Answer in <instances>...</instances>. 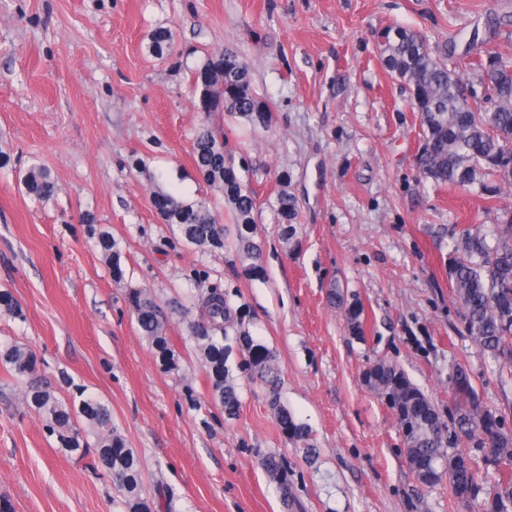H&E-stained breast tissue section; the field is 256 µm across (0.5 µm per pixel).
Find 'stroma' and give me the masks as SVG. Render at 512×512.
I'll list each match as a JSON object with an SVG mask.
<instances>
[{
    "instance_id": "obj_1",
    "label": "stroma",
    "mask_w": 512,
    "mask_h": 512,
    "mask_svg": "<svg viewBox=\"0 0 512 512\" xmlns=\"http://www.w3.org/2000/svg\"><path fill=\"white\" fill-rule=\"evenodd\" d=\"M420 34L469 86L481 51L512 58V0H0V344L34 351L57 395L77 388L109 405L140 464L152 512H288L265 466L288 467L289 512H461L447 480L422 486L393 412L365 385L396 364L447 414L464 369L512 430V368L469 336L448 275L466 228L512 215V184L487 200L437 185L416 164L423 138L411 90L384 64L380 34ZM172 32L155 51L157 31ZM235 48L270 106L268 125L195 108L193 74ZM211 123L256 198L261 273L233 248L197 247L152 206L174 190L232 225L223 193L198 174L193 141ZM46 168L56 193L30 199L22 176ZM298 201L291 244L280 191ZM124 261L115 281L97 241ZM218 287L272 349L282 403L315 454L287 442L266 389L227 365L239 413L211 395L193 337L195 294ZM148 290L168 316L176 369L160 366L131 316ZM338 290L340 300L329 296ZM364 309L354 332L344 311ZM0 367V502L11 512H126L124 496L49 436Z\"/></svg>"
}]
</instances>
